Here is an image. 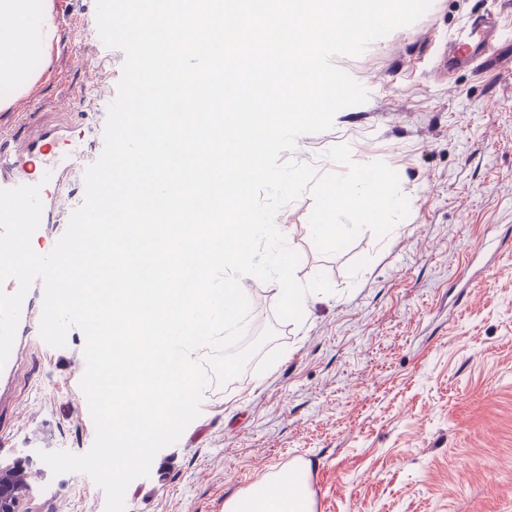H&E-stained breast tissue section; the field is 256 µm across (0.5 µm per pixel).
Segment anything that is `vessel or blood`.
Listing matches in <instances>:
<instances>
[{"label": "vessel or blood", "instance_id": "1", "mask_svg": "<svg viewBox=\"0 0 512 512\" xmlns=\"http://www.w3.org/2000/svg\"><path fill=\"white\" fill-rule=\"evenodd\" d=\"M97 148L95 131L77 136L60 128L34 131L29 121H21L19 133L0 138V189L37 184L35 170L39 167L64 178H83L82 162Z\"/></svg>", "mask_w": 512, "mask_h": 512}]
</instances>
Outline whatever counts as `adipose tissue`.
Listing matches in <instances>:
<instances>
[{
	"label": "adipose tissue",
	"mask_w": 512,
	"mask_h": 512,
	"mask_svg": "<svg viewBox=\"0 0 512 512\" xmlns=\"http://www.w3.org/2000/svg\"><path fill=\"white\" fill-rule=\"evenodd\" d=\"M54 0H0V112L13 111L49 79V66L59 51L53 17ZM287 473L237 494L224 503V512H312L303 497L279 494Z\"/></svg>",
	"instance_id": "1"
}]
</instances>
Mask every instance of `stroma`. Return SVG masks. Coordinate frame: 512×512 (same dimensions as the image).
Masks as SVG:
<instances>
[{"label":"stroma","mask_w":512,"mask_h":512,"mask_svg":"<svg viewBox=\"0 0 512 512\" xmlns=\"http://www.w3.org/2000/svg\"><path fill=\"white\" fill-rule=\"evenodd\" d=\"M60 51L38 93L0 112V137L33 125L88 123L116 95L124 54L107 47L96 0H55ZM492 18L493 57L474 21ZM367 91L330 130L300 136L282 159L394 169L409 215L385 237L342 251L313 244L311 193L276 220L300 255L295 276L325 274L301 321L279 319L277 282L251 299L247 336L274 335L241 374L209 381L179 440L133 480L125 512H224V502L304 463L313 512H512V0H433L414 24L336 58ZM0 369V465L28 459V512H105L81 473L52 475L44 452L85 453L95 430L80 388L81 330L54 348L32 330Z\"/></svg>","instance_id":"obj_1"}]
</instances>
